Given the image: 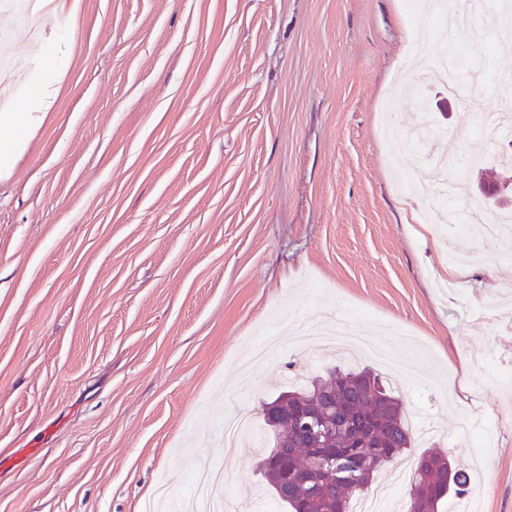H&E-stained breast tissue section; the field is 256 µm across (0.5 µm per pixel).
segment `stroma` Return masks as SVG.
<instances>
[{
    "label": "stroma",
    "instance_id": "1",
    "mask_svg": "<svg viewBox=\"0 0 512 512\" xmlns=\"http://www.w3.org/2000/svg\"><path fill=\"white\" fill-rule=\"evenodd\" d=\"M512 74L467 0H78L74 26L0 0V71L62 70L0 174V512H147L223 469L232 512H287L224 422L348 361L273 336L353 321L417 360L397 393L512 512V233L463 232L469 198L402 191L398 143L512 178L474 124L498 103L429 79L450 54ZM463 274L449 279L448 268ZM487 431L462 436L463 419Z\"/></svg>",
    "mask_w": 512,
    "mask_h": 512
}]
</instances>
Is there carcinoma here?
I'll return each instance as SVG.
<instances>
[{"mask_svg":"<svg viewBox=\"0 0 512 512\" xmlns=\"http://www.w3.org/2000/svg\"><path fill=\"white\" fill-rule=\"evenodd\" d=\"M330 396L336 399L337 417L353 415L369 424L376 447L359 451V455L370 457L366 466H360L349 457L328 463L317 493L294 490L284 499L278 491L283 471H288L290 476L297 475L306 461L307 448L296 427L283 425L272 430L258 467L274 496L290 512H350L352 500L364 494L375 475L415 442L406 422L403 400L385 388L380 377L370 371L333 369L327 378L315 380L309 387L284 393L291 408H321ZM283 448L288 449V455L282 454ZM283 456L287 457L283 469H265L267 460ZM468 482L466 470L452 464L447 457L423 454L414 465L408 496L417 494L425 498L428 512H438L439 504L447 495L464 492Z\"/></svg>","mask_w":512,"mask_h":512,"instance_id":"1","label":"carcinoma"}]
</instances>
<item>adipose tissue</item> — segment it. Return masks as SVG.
<instances>
[{"mask_svg":"<svg viewBox=\"0 0 512 512\" xmlns=\"http://www.w3.org/2000/svg\"><path fill=\"white\" fill-rule=\"evenodd\" d=\"M53 84L54 75L50 72L31 81L28 98L32 111L0 113V170L9 169L13 158L26 149L30 133L53 104Z\"/></svg>","mask_w":512,"mask_h":512,"instance_id":"obj_1","label":"adipose tissue"}]
</instances>
